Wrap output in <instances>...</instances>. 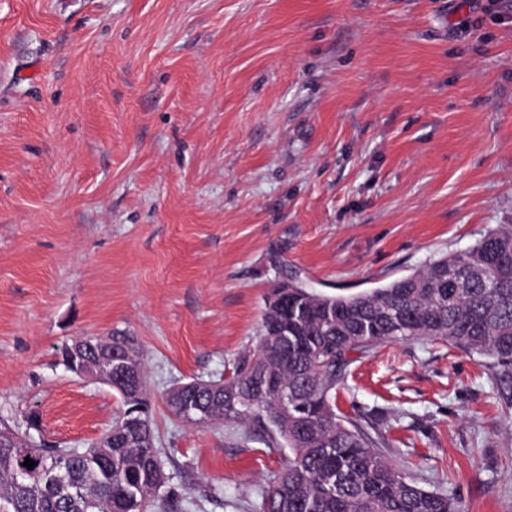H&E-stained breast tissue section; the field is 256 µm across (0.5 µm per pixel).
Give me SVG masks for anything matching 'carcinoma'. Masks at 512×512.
Masks as SVG:
<instances>
[{"label":"carcinoma","instance_id":"1","mask_svg":"<svg viewBox=\"0 0 512 512\" xmlns=\"http://www.w3.org/2000/svg\"><path fill=\"white\" fill-rule=\"evenodd\" d=\"M257 353L211 388L185 382L183 398H165L213 424L237 421L290 458L265 490L258 512H464L452 497L403 477L357 423L336 411L332 390L353 352L414 338L448 341L468 353L512 366V224H498L473 246L429 262L366 292L308 291L307 307L283 314L267 296ZM136 368L112 390L119 396L112 422V458L98 448H47L24 435L16 443L0 427V512H137L167 482L158 457L144 352L125 332ZM274 373L288 386V406L267 384ZM36 466H23L25 458ZM93 489L94 498L71 507L35 475L50 466Z\"/></svg>","mask_w":512,"mask_h":512}]
</instances>
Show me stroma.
Wrapping results in <instances>:
<instances>
[{"instance_id":"35a3bbf8","label":"stroma","mask_w":512,"mask_h":512,"mask_svg":"<svg viewBox=\"0 0 512 512\" xmlns=\"http://www.w3.org/2000/svg\"><path fill=\"white\" fill-rule=\"evenodd\" d=\"M512 224V0H0V423L82 448L144 350L172 512H257L288 460L163 396L229 377L264 299L384 285ZM337 414L465 512H512V371L415 338L352 355Z\"/></svg>"}]
</instances>
